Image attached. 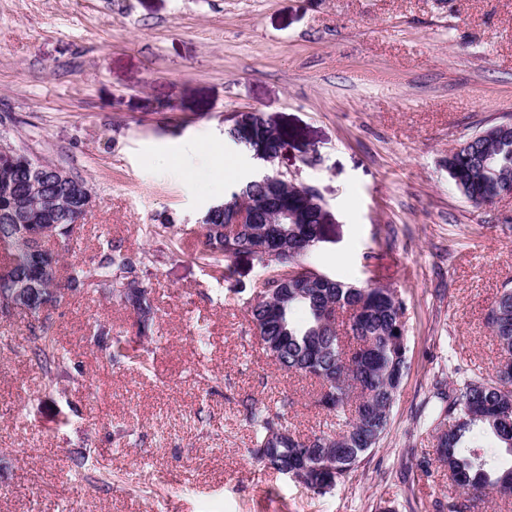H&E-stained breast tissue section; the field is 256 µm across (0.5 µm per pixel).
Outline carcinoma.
<instances>
[{"instance_id":"cac0c4a2","label":"carcinoma","mask_w":512,"mask_h":512,"mask_svg":"<svg viewBox=\"0 0 512 512\" xmlns=\"http://www.w3.org/2000/svg\"><path fill=\"white\" fill-rule=\"evenodd\" d=\"M252 127L253 136L268 151L287 148L283 131L259 123L249 112H239L224 129L232 139L237 120ZM448 152V175L474 206L492 200L512 187V119L486 126ZM52 163L27 150L0 157V241L10 245L9 262L16 279L0 281V296L16 288H35L56 309L69 296L93 287L111 300L128 303L139 315V334L151 332L154 309L145 282L146 256L124 252L110 240L100 243L90 265L73 264L66 271L53 270L34 261L27 235L30 224H54L63 242L72 240V208L92 196L81 179L62 180ZM250 203L254 224H228L224 211L209 213L198 256L214 271L224 273V262L246 254L266 263L265 252H277L278 270L262 287L267 294L249 307L254 336L279 369L318 381L316 402L336 417L339 429L302 437L284 425L290 402L279 407L245 406L246 420L255 432L253 455L269 468L286 475L315 495H324L355 471L383 439L389 413L407 370V346L402 342L405 302L390 288L362 286L338 280L302 262L322 232V208L316 198L301 197L294 187L271 191L247 181L231 192ZM287 205L294 224H267L269 210ZM292 267L290 275L283 269ZM71 288V295H55V277ZM38 326L32 331L23 356L35 362L51 385L69 375L71 359L59 350L50 315L34 313ZM486 321L505 356L491 375L461 369L455 387L435 381L439 402L432 422L435 458L417 464L430 476L432 467L448 471L459 493L437 501V512H476L478 503L495 494L512 497V284L506 283L486 315ZM148 352L129 347L112 337L108 359L114 364L146 367Z\"/></svg>"}]
</instances>
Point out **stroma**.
Here are the masks:
<instances>
[{
  "instance_id": "obj_1",
  "label": "stroma",
  "mask_w": 512,
  "mask_h": 512,
  "mask_svg": "<svg viewBox=\"0 0 512 512\" xmlns=\"http://www.w3.org/2000/svg\"><path fill=\"white\" fill-rule=\"evenodd\" d=\"M243 111L287 134L275 170L327 211L310 265L406 304L387 433L323 496L251 453L244 404L293 399L305 437L335 423L250 329L262 267L242 255L216 278L192 253L203 212L259 166L224 136ZM508 116L512 0H0V136L92 189L61 262L92 263L108 239L146 254L157 309L149 336L92 291L51 310L74 368L51 387L12 352L34 317L0 316V512H435L448 478L417 468L433 385L498 364L485 314L512 281V198L473 206L446 159ZM101 324L151 348L150 370L111 364Z\"/></svg>"
}]
</instances>
